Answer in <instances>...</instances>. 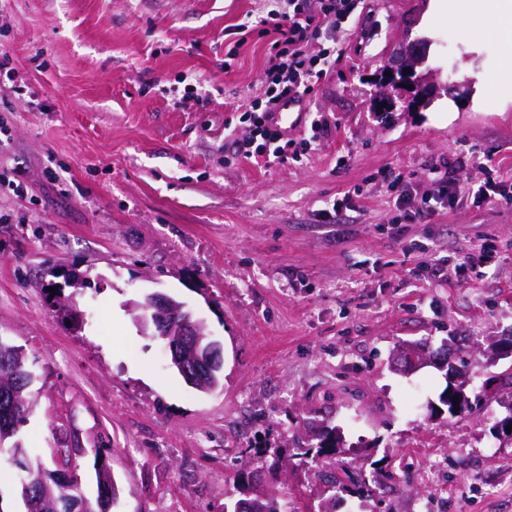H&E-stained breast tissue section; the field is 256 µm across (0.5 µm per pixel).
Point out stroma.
<instances>
[{
  "mask_svg": "<svg viewBox=\"0 0 512 512\" xmlns=\"http://www.w3.org/2000/svg\"><path fill=\"white\" fill-rule=\"evenodd\" d=\"M428 4L365 0L343 23V55L304 103L326 132L301 162L275 165L232 154L272 37L249 29L231 57L224 36L266 0H0V49L27 85L0 77V160L28 190L0 193L17 218L0 224V337L35 373L20 438L47 470L54 448H75L92 500L106 465L112 512H224L259 491L306 512L323 488L288 455L315 418L335 426L347 472L385 487L342 493L337 512H512V443L493 432L512 410V386L495 379L512 358L488 351L512 336V200L471 195L512 179V82L476 87L473 72L499 70L496 43L470 51L447 16L427 20ZM416 42L463 93L381 117L380 73ZM194 79L208 99L181 96ZM442 163L458 203L396 223L384 173L404 176L412 210L437 192L424 168ZM357 186L352 211L322 218ZM480 252L482 274L463 272ZM434 257L433 275L422 266ZM71 269L92 282L63 290L80 327L43 289ZM153 292L223 343L222 389L186 384L140 333L130 303ZM450 335L466 337L467 389L484 394L458 420L431 411L444 368L391 366L398 347L437 352Z\"/></svg>",
  "mask_w": 512,
  "mask_h": 512,
  "instance_id": "stroma-1",
  "label": "stroma"
}]
</instances>
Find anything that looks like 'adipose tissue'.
I'll return each instance as SVG.
<instances>
[{
  "instance_id": "adipose-tissue-1",
  "label": "adipose tissue",
  "mask_w": 512,
  "mask_h": 512,
  "mask_svg": "<svg viewBox=\"0 0 512 512\" xmlns=\"http://www.w3.org/2000/svg\"><path fill=\"white\" fill-rule=\"evenodd\" d=\"M429 14H446L464 23V33L473 45L495 41L502 71L512 73V0H432Z\"/></svg>"
}]
</instances>
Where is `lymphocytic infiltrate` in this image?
I'll use <instances>...</instances> for the list:
<instances>
[{
  "label": "lymphocytic infiltrate",
  "mask_w": 512,
  "mask_h": 512,
  "mask_svg": "<svg viewBox=\"0 0 512 512\" xmlns=\"http://www.w3.org/2000/svg\"><path fill=\"white\" fill-rule=\"evenodd\" d=\"M361 0H270V8L257 23L274 40L264 71V90L244 111L251 127L248 137L235 140L234 155L248 159L258 154L282 164L300 161L311 144L305 138L287 145L282 129L272 118L285 98L306 100L315 85L333 72L340 57L336 30L353 16Z\"/></svg>",
  "instance_id": "f902f5d3"
}]
</instances>
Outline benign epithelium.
<instances>
[{
  "label": "benign epithelium",
  "mask_w": 512,
  "mask_h": 512,
  "mask_svg": "<svg viewBox=\"0 0 512 512\" xmlns=\"http://www.w3.org/2000/svg\"><path fill=\"white\" fill-rule=\"evenodd\" d=\"M423 62L424 52L413 49L387 68L390 75L384 76L380 84L375 111L393 109L399 101L409 107H420L437 93V84L414 72ZM135 307L142 332H162L167 338L165 347L171 366L179 369L188 383H202L212 371L223 367V345L200 335V320L184 310L183 305L156 293L135 303Z\"/></svg>",
  "instance_id": "obj_1"
}]
</instances>
